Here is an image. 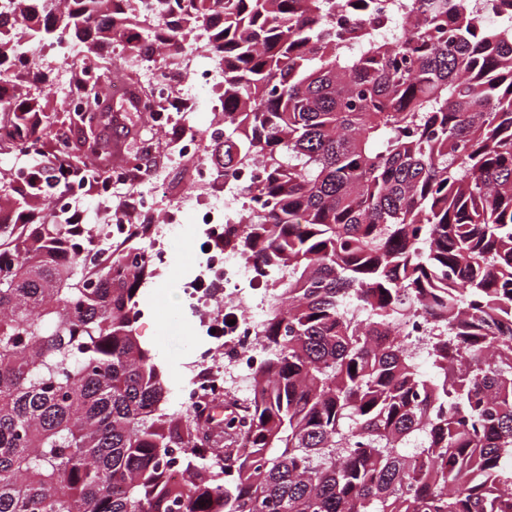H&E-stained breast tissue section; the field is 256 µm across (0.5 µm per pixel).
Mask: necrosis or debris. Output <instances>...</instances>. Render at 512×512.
Instances as JSON below:
<instances>
[{
  "label": "necrosis or debris",
  "instance_id": "obj_1",
  "mask_svg": "<svg viewBox=\"0 0 512 512\" xmlns=\"http://www.w3.org/2000/svg\"><path fill=\"white\" fill-rule=\"evenodd\" d=\"M195 53H187V62L193 63L192 76L172 77L167 69H160L153 94L155 102L165 109L174 103L189 100L196 85H205L223 78L224 72L217 60L197 65ZM170 156L174 159L195 161L193 196L169 202L160 207L153 189V173H144L135 186L131 204L137 217L149 218L153 229L149 236L136 238L122 214H114L103 233L91 232L84 237L87 256L115 248L130 251L132 259L145 261L151 268H165L170 260V243L183 226L186 209L198 212L200 218L211 221L208 232L209 260L184 284V293L190 304L201 312L206 329L215 333L211 348L199 352L192 365L191 376L181 386L178 402L192 413L210 410L228 396L227 379L250 377L263 359L258 344L262 326L261 311L265 305V280L276 278V271L258 275L255 262L241 252L224 248V227L233 223L242 199L240 190L251 179L260 175L257 164L247 165L238 179L225 178L223 172L200 161L201 138L196 130L186 128L172 134L168 140ZM142 247H135V240ZM223 356V371H215L214 356Z\"/></svg>",
  "mask_w": 512,
  "mask_h": 512
}]
</instances>
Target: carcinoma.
<instances>
[{"label": "carcinoma", "mask_w": 512, "mask_h": 512, "mask_svg": "<svg viewBox=\"0 0 512 512\" xmlns=\"http://www.w3.org/2000/svg\"><path fill=\"white\" fill-rule=\"evenodd\" d=\"M131 16V0L0 14V512H512V21L465 0H406L394 39L377 0ZM64 36L86 60L73 114L34 92L53 81L24 54ZM118 37L202 43L224 67L207 161L261 166L224 247L285 274L265 285L266 358L242 428L224 420L223 465L164 408L137 330L151 268L88 262L71 214L10 178L46 138L78 182L112 155L95 108ZM417 314L426 370L401 339Z\"/></svg>", "instance_id": "1"}]
</instances>
